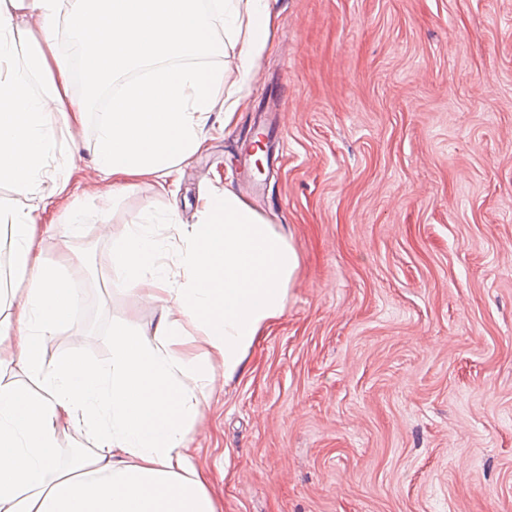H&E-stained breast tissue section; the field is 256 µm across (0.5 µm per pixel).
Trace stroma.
<instances>
[{"mask_svg":"<svg viewBox=\"0 0 512 512\" xmlns=\"http://www.w3.org/2000/svg\"><path fill=\"white\" fill-rule=\"evenodd\" d=\"M244 105L171 193H76L79 301L46 364L107 363L112 327L157 315L113 267L140 215L195 219L228 187L300 258L284 315L196 417L191 455L223 512H512V0H272ZM108 95L65 133L75 181ZM284 153L260 191L237 171L253 121ZM111 234H104V225Z\"/></svg>","mask_w":512,"mask_h":512,"instance_id":"35a3bbf8","label":"stroma"}]
</instances>
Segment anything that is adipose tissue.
I'll return each mask as SVG.
<instances>
[{
  "label": "adipose tissue",
  "instance_id": "obj_1",
  "mask_svg": "<svg viewBox=\"0 0 512 512\" xmlns=\"http://www.w3.org/2000/svg\"><path fill=\"white\" fill-rule=\"evenodd\" d=\"M24 11L38 14V28L20 27ZM272 22L271 0H211L205 12L198 0H0V182L27 200L0 209L21 290L0 318V373L18 368L38 387L0 386V512H222L188 454L192 421L284 315L299 270L291 242L228 189L203 195L196 223L171 232L135 218L112 262L138 299L157 307L155 323L113 328L108 364L73 353L50 366L42 340L66 328L78 295L38 242L57 223L79 221L68 204L76 164L55 162L56 121H86L74 79L94 97L114 77L146 68L99 119L97 177L85 192L109 200L148 178L164 193L201 151L211 113L229 121L240 107L224 93L223 71L193 58L231 46L246 83ZM61 26L75 40L79 72L61 52ZM21 34L31 44L23 58L15 50ZM50 208L55 222L37 223ZM174 236L175 273L162 261ZM63 426L87 445L62 448Z\"/></svg>",
  "mask_w": 512,
  "mask_h": 512
}]
</instances>
